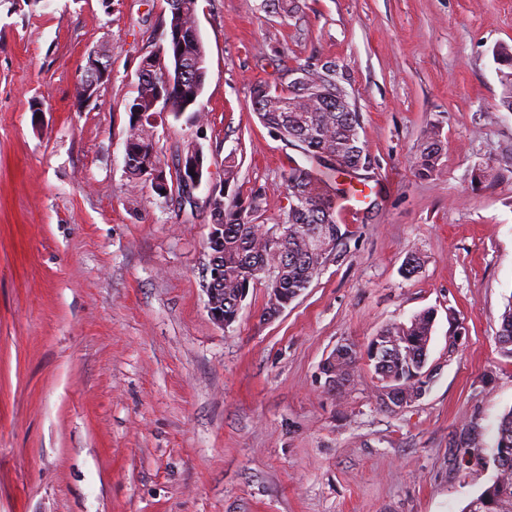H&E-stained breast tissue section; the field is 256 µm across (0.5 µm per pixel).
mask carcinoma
Here are the masks:
<instances>
[{
    "mask_svg": "<svg viewBox=\"0 0 512 512\" xmlns=\"http://www.w3.org/2000/svg\"><path fill=\"white\" fill-rule=\"evenodd\" d=\"M166 47L144 57L147 77L137 86V95L129 105V135L126 139L131 164L130 175L153 180L163 170L146 133L154 125L155 102L163 99L169 113L178 118L197 104L206 78V49L195 25L197 0H167ZM265 11L290 17L300 9L298 0H262ZM179 57L180 77L163 79L162 61ZM497 60L507 70L501 72L505 87L504 105L512 110V49L497 50ZM327 60L312 68L303 66L307 80L325 94L319 97L288 92V85L259 81L252 87V110L262 126L281 140L299 148L311 168L294 167L285 176L288 209L284 220L268 226L257 224L254 216L261 208L262 194L252 193L245 206L224 202L219 189L210 202L211 223L224 225V323L236 321L241 303L258 284L266 288L262 316L271 318V308L284 309L319 277L328 257L340 258L346 252L345 234L336 222V198L357 193L355 174L371 166V159L360 140V118L355 110L343 112L336 107L331 81L336 79ZM442 151L441 141L431 134L420 151L419 173L432 174ZM435 313L425 309L406 323H393L373 338L366 350L348 342L336 350V359L328 370L336 375V386L329 391L340 397L354 375L362 353L373 366L380 386L376 401L383 411L395 413L383 390L396 386L408 400L419 382L417 376L428 359ZM498 341L512 354V300L501 314ZM490 458L495 476L482 493L462 512H512V410L501 419Z\"/></svg>",
    "mask_w": 512,
    "mask_h": 512,
    "instance_id": "carcinoma-1",
    "label": "carcinoma"
}]
</instances>
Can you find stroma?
I'll return each instance as SVG.
<instances>
[{
    "instance_id": "35a3bbf8",
    "label": "stroma",
    "mask_w": 512,
    "mask_h": 512,
    "mask_svg": "<svg viewBox=\"0 0 512 512\" xmlns=\"http://www.w3.org/2000/svg\"><path fill=\"white\" fill-rule=\"evenodd\" d=\"M166 0H0V512H461L494 476L512 356V112L497 49L512 0H198L208 75L199 118L150 128L174 175L206 156L192 198L125 167L141 59L165 46ZM111 77L75 92L91 52ZM332 58L373 161L369 202L337 206L345 259L278 316L264 288L216 324L203 289L210 193L281 221L300 149L257 121L251 87ZM436 132L435 172L417 170ZM239 163L224 182V159ZM421 269L408 278V254ZM434 309L426 395L390 414L360 363L324 385L337 344ZM459 341H452L455 324ZM482 448L461 458L467 432Z\"/></svg>"
}]
</instances>
